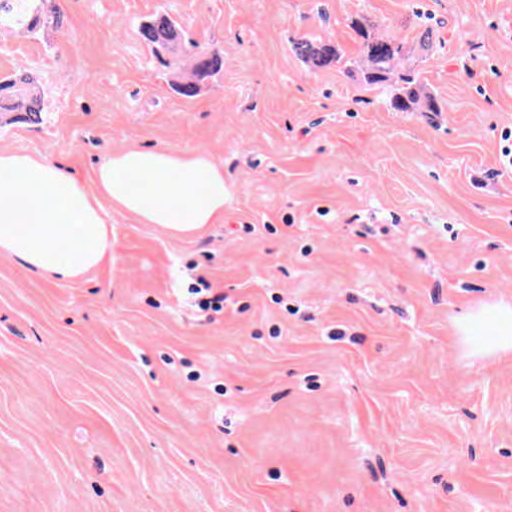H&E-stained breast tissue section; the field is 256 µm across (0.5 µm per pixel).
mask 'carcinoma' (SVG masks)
<instances>
[{
	"label": "carcinoma",
	"instance_id": "cac0c4a2",
	"mask_svg": "<svg viewBox=\"0 0 512 512\" xmlns=\"http://www.w3.org/2000/svg\"><path fill=\"white\" fill-rule=\"evenodd\" d=\"M36 0H0V25L8 22L32 33L40 26L52 23L58 27L60 17L44 18L34 6ZM361 39V54L366 63L364 81L369 86L389 84V105L396 112L441 111L434 93L427 87L421 72L414 69L399 71L400 61L406 55V41L395 38H377L370 26L352 22ZM144 42L152 50L167 49L182 33L176 22L161 18L141 28ZM294 53L302 61L318 69L335 67L342 63V55L331 43L313 42L302 38L293 44ZM224 67V58L217 52L199 51L191 59L189 75L174 88L185 97H194L202 87ZM43 112V99L34 79L28 76L7 77L0 80V115L13 122L37 123Z\"/></svg>",
	"mask_w": 512,
	"mask_h": 512
}]
</instances>
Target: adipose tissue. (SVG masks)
I'll use <instances>...</instances> for the list:
<instances>
[{
  "label": "adipose tissue",
  "instance_id": "1",
  "mask_svg": "<svg viewBox=\"0 0 512 512\" xmlns=\"http://www.w3.org/2000/svg\"><path fill=\"white\" fill-rule=\"evenodd\" d=\"M186 237L224 217V166L206 152L126 148L95 171V188L54 161L0 151V255L58 282L112 256L109 209ZM456 334L474 357L512 352V306L485 304Z\"/></svg>",
  "mask_w": 512,
  "mask_h": 512
}]
</instances>
